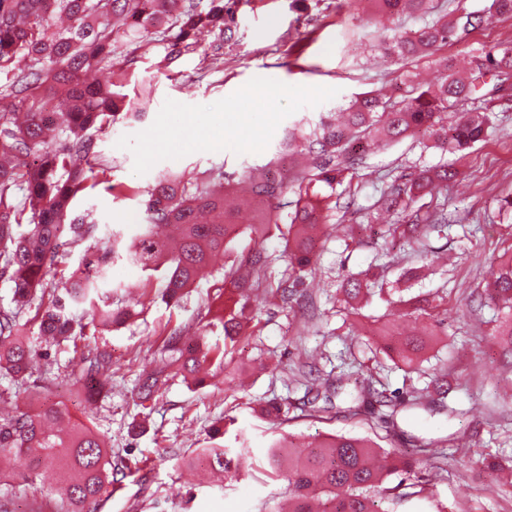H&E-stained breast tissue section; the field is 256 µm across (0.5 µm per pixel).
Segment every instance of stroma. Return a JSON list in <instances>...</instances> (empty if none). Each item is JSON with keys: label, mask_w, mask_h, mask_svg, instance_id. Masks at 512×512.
<instances>
[{"label": "stroma", "mask_w": 512, "mask_h": 512, "mask_svg": "<svg viewBox=\"0 0 512 512\" xmlns=\"http://www.w3.org/2000/svg\"><path fill=\"white\" fill-rule=\"evenodd\" d=\"M376 29L355 0H242L235 35L222 49H213L206 36L195 52L167 65L166 43L123 44L118 55L133 61L128 85L137 92L134 109L140 117L92 130V161L105 173L102 184L76 202L75 213L91 215L101 241H111L116 232L133 237L145 221L143 192L159 174L172 170L193 176L220 169L242 178L250 168L274 160L294 122L318 120L355 93L382 84L395 88L410 73L428 81L440 77L434 58L403 61L380 51ZM509 42L512 18L495 17L440 53L464 63L477 49ZM423 139L419 133L369 154L352 183L355 210L326 223L320 257L304 285L312 309L287 313L261 304L260 335L238 343L231 356L232 385L214 379L193 390L174 379L157 394L146 432L137 437L128 432L137 411L136 380L155 369V340L167 322L186 324L191 339H224L221 329L207 324V309L222 284L220 275L207 273L181 307L149 295L133 303L134 316L126 325L98 336V344L112 353V392L94 406L85 405L82 390L71 381L79 354L53 347L32 377L41 387L53 380L51 391L34 393L0 376V416L62 401L75 417L88 419L113 455L130 462L129 470L112 478L116 495L104 497L97 512H275L288 481H270L263 474L269 439L318 431L370 433L363 421L346 414L343 395L335 400L338 414L328 421L306 419L295 410L279 424L264 420L261 408L269 399L289 402L304 395L292 365L305 363L336 378L370 373L403 395L425 383L402 364L371 355L372 349L392 344L387 328L406 326L405 309L395 296L372 298L362 317L337 311L333 301L343 276L366 271L382 254L403 256L387 224L366 219L379 207L382 180L448 162L459 170L447 191L459 222L447 238H432L431 245L446 247L455 262L425 267L410 293L430 297L436 289L447 291V317L436 335L426 337L420 367L446 366L453 389L446 412L400 409L398 427L383 444L399 452L438 437L448 440L446 473L401 501L396 512H512V496L500 485L501 469H512V410L492 406L501 387L512 383V370L504 369L502 350L489 334L493 305L471 296L492 279L488 263L475 262L473 251L489 255L512 245V218L499 210L503 190L512 189V111L500 113L486 141L462 158L423 150ZM311 313L319 333L296 337V326ZM227 417L247 431L254 470L252 478L220 490L194 456L205 447L210 429Z\"/></svg>", "instance_id": "35a3bbf8"}]
</instances>
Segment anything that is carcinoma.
Segmentation results:
<instances>
[{
    "label": "carcinoma",
    "instance_id": "1",
    "mask_svg": "<svg viewBox=\"0 0 512 512\" xmlns=\"http://www.w3.org/2000/svg\"><path fill=\"white\" fill-rule=\"evenodd\" d=\"M365 2L372 14L385 19L382 31L405 15L424 21L410 34L380 42L381 49L400 59L430 55L484 22V14L464 6L443 13L439 0ZM239 3L208 0L201 8L199 0H0V277L14 284L12 305L0 306L1 375L24 385L43 357L41 349L86 338L85 326L76 321L80 312L91 315L95 329L125 324L132 310L103 288L114 262L125 261L147 274L144 289L154 273L162 272L159 296L172 307L191 296L199 275L219 255L224 256L220 270L225 301L215 320L223 330L224 347L207 343L203 336L187 343L186 325L167 324L158 348L161 364L138 378V406L144 407L176 375L186 380L206 366L225 368L236 344L260 331L254 305L258 296L273 300L283 311L293 308L317 260L313 229L352 203L349 196L321 195L315 186L336 190L365 167L369 152L417 132L427 135L425 150L463 154L487 137L494 112L512 109V97L505 94L512 79L511 43L479 50L464 78L458 77L453 59L443 58V74L432 86L423 88L407 78L399 94H356L343 108L341 122L326 116L314 125L299 122L288 128L278 156L293 159L291 179H277L266 168L255 167L220 193L216 185L225 181L222 171L193 180L167 173L147 191V223L141 231L129 241L114 234L112 242L97 243L98 225L87 214H74L72 203L88 184L98 183L99 171L91 163L85 168L75 165L74 158L94 153L89 130L139 117L131 102L115 91L127 80L116 50L134 34L166 41L177 54L192 47L193 36L201 30L228 42L237 27ZM469 100H479L482 106L456 112L451 123L443 124V115ZM458 175L457 169L440 163L381 189L387 209L404 216L392 224V232L408 248L397 277L408 288L420 277L415 263L434 253L432 235H444L452 222L448 200L431 207L426 199L439 198ZM16 189L24 191L20 206L13 197ZM247 203L255 207L256 218L240 224L237 213ZM270 237L283 245L285 267L276 276L268 270L277 256L262 248L245 255L237 250L243 238L257 243ZM88 241L92 245L84 250L81 266L65 278L61 294L41 302L59 254ZM489 262L497 267L488 288L498 308L491 335L511 369L512 247L492 255ZM374 269L370 276L340 281L336 294L344 310L350 312L375 291H383L389 265L376 262ZM444 300L441 296L433 305L427 298H399L421 332H397L398 346H387L382 353L415 366L422 337L434 333L439 313L448 312ZM31 308L35 313L28 320L25 311ZM31 322L38 328L35 341L28 334ZM84 348L77 382L86 398L93 399L112 391V360L95 342ZM375 383L368 374L349 392V411L357 416L367 410L370 425L389 432L396 426L397 402ZM342 390V379H327L322 389L304 396L294 408L323 420ZM447 397L448 373L436 367L427 385L413 391L404 405L433 413ZM233 444L234 451L217 442L199 448L195 459L225 480L244 479L250 476L251 455L242 430H235ZM3 456L19 461L20 471L19 482L0 495V512H10L17 495L38 490L42 467L59 474L60 493L49 495L54 512H97L96 505L112 484V472L121 470L112 462V450L89 426L73 422L62 401L35 412L0 416ZM421 463L417 452L398 455L368 437L333 433L305 442L282 435L267 444L263 473L270 480L287 475V512H387L382 502L393 507L412 496L399 491V484L384 486L387 477L401 473L426 480Z\"/></svg>",
    "mask_w": 512,
    "mask_h": 512
}]
</instances>
